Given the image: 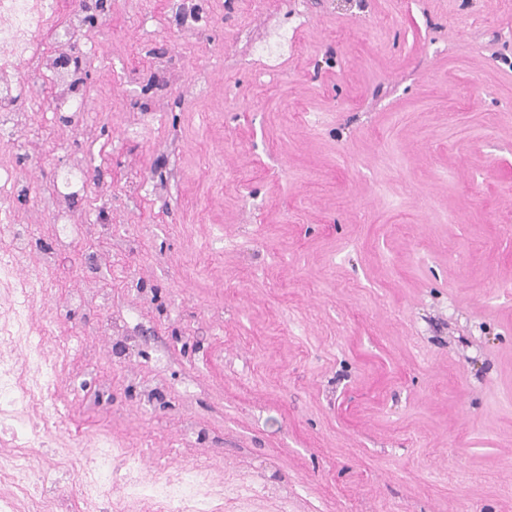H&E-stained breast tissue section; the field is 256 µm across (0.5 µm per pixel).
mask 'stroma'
Returning a JSON list of instances; mask_svg holds the SVG:
<instances>
[{
	"label": "stroma",
	"instance_id": "1",
	"mask_svg": "<svg viewBox=\"0 0 512 512\" xmlns=\"http://www.w3.org/2000/svg\"><path fill=\"white\" fill-rule=\"evenodd\" d=\"M83 40L103 135L51 143L31 79L12 148L49 158L37 184L90 151L112 191L75 213L105 205L132 239L76 241L45 296L102 257L136 323L116 355L76 311L78 348L47 350L71 429L140 453L113 479L197 466L215 512H512V0H211L187 26L116 0ZM163 57L183 87L150 84Z\"/></svg>",
	"mask_w": 512,
	"mask_h": 512
}]
</instances>
